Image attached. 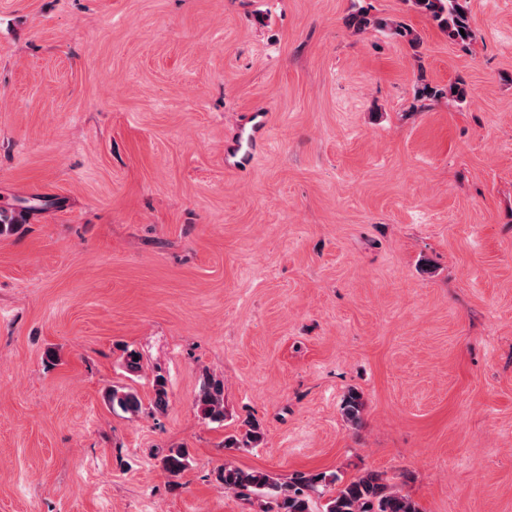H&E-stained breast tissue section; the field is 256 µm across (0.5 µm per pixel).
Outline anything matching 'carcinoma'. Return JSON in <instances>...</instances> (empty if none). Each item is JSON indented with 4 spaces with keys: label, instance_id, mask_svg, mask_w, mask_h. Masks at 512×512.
I'll list each match as a JSON object with an SVG mask.
<instances>
[{
    "label": "carcinoma",
    "instance_id": "carcinoma-1",
    "mask_svg": "<svg viewBox=\"0 0 512 512\" xmlns=\"http://www.w3.org/2000/svg\"><path fill=\"white\" fill-rule=\"evenodd\" d=\"M412 6L438 22L447 34L448 40L467 46L473 39L469 24L466 0H410ZM347 24L357 31L369 28L387 29L412 47L420 44L419 35L410 27L389 23L370 14L364 8L351 13ZM154 400L157 409L168 403L166 378L158 374L153 381ZM106 399L112 410L130 415L141 411L142 402L138 394L124 386H117L106 392ZM195 406L202 418L214 423L224 421V382L204 375L195 395ZM364 402L362 395L348 391L343 400L342 413L345 420L354 427L362 423ZM260 423L251 418L241 422L239 432L224 439V447L254 448L262 440ZM162 470L169 478L177 480L190 466V454L186 448H170L160 460ZM219 480L227 491L238 492L245 497L255 496L259 512H312L311 492L318 484L334 485L336 490L324 504L323 512H419L415 502L403 494L395 485L375 472H366L350 481H343L337 474H307L299 472L289 481L281 482L268 473L244 470L224 465L219 471Z\"/></svg>",
    "mask_w": 512,
    "mask_h": 512
}]
</instances>
